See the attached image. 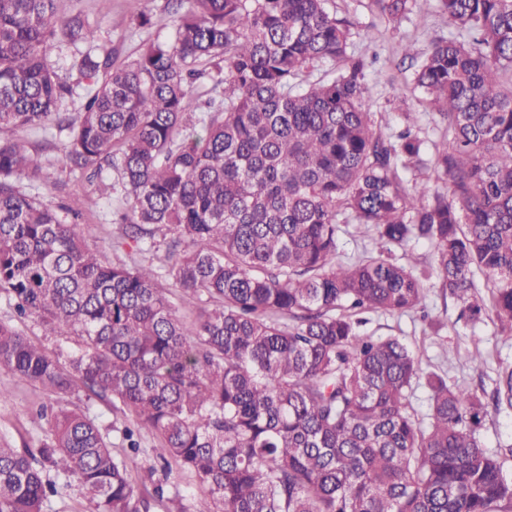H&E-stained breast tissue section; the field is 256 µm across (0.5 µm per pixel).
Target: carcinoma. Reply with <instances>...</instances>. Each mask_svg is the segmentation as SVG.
<instances>
[{"label": "carcinoma", "mask_w": 512, "mask_h": 512, "mask_svg": "<svg viewBox=\"0 0 512 512\" xmlns=\"http://www.w3.org/2000/svg\"><path fill=\"white\" fill-rule=\"evenodd\" d=\"M328 2L166 0L169 35L119 63L72 0H0V132H66L70 172L111 170L130 238H159L166 274L208 304L187 328L151 267L88 248L78 202L24 189L38 157L0 138V293L77 345L50 355L0 322V369L128 421L122 456L67 407L40 448L0 446V512H44L73 483L93 512H148L131 477L145 432L165 463L149 469L154 496L179 497L172 461L195 480L196 512H512L480 437L490 412L512 414V367L488 396L424 372L403 339L359 331L365 312L417 310L434 276L457 320L512 334V0H437L457 34L406 47L416 100L445 130L429 160L406 99L379 106L404 128L375 124L369 63ZM370 2L390 24L415 4ZM61 42L86 45L74 114L61 108L75 85L49 61ZM202 78L220 93L194 112ZM369 226L374 249L342 260L340 237ZM413 240L433 264L395 261Z\"/></svg>", "instance_id": "cac0c4a2"}]
</instances>
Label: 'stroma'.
I'll return each instance as SVG.
<instances>
[{
    "mask_svg": "<svg viewBox=\"0 0 512 512\" xmlns=\"http://www.w3.org/2000/svg\"><path fill=\"white\" fill-rule=\"evenodd\" d=\"M339 17L350 23L351 49L378 57L377 66L386 77L379 81L368 101L370 111H377L379 100L394 95L410 96L409 73L402 65L404 44H414L425 51L451 28L446 16L436 8V0H415L408 18L399 27H391L368 0H335ZM77 11L97 30L98 42L114 49L119 59L135 56L141 45L153 38L167 36V29L139 27L131 16L129 0H77ZM25 138L38 155L42 172L25 181L28 192L51 198L54 203L80 199L79 229L89 247L100 249L114 262L128 264L150 260L161 264L163 249L151 240L123 244V225L114 223L113 215L122 199L113 192L111 172L91 180L73 176L65 166L62 145L65 134L56 129L28 130ZM459 303L428 286L422 309L404 313H371L363 332L376 336H397L414 347L425 371L445 375L449 383L474 390L492 388L500 368L512 365V336L498 332L493 322L476 325L460 321ZM481 351L486 359L482 369H475L468 357ZM67 406L95 417L102 433L114 450H121L120 429L124 417L108 402L86 398L84 394L57 395L41 386L26 382L0 370V445L13 448H39L48 428L47 415L52 408Z\"/></svg>",
    "mask_w": 512,
    "mask_h": 512,
    "instance_id": "stroma-1",
    "label": "stroma"
}]
</instances>
